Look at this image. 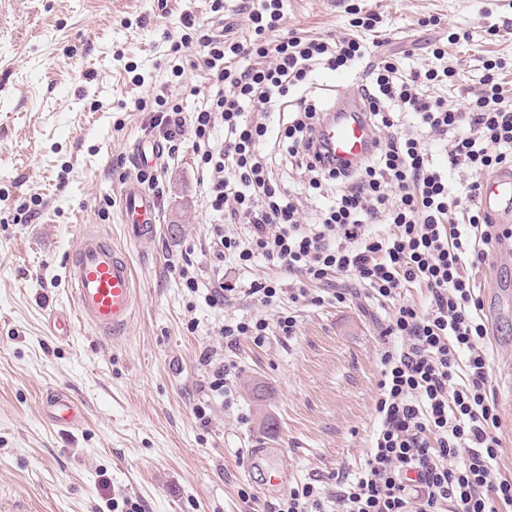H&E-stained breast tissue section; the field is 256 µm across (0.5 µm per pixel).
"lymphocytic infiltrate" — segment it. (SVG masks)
I'll list each match as a JSON object with an SVG mask.
<instances>
[{
  "label": "lymphocytic infiltrate",
  "instance_id": "lymphocytic-infiltrate-1",
  "mask_svg": "<svg viewBox=\"0 0 512 512\" xmlns=\"http://www.w3.org/2000/svg\"><path fill=\"white\" fill-rule=\"evenodd\" d=\"M283 20L282 0H253L247 41L191 28L172 50L206 69L207 96L191 112L164 86L134 102L149 114L168 158L191 145L216 219L209 233L216 270L203 288L193 262H185L178 275L186 288L216 309L244 294L277 310L272 321L222 319L225 348L243 339L261 346L275 333L295 336L297 316L282 303L343 301L327 289L340 277L392 306L385 333L401 345L381 354L378 427L358 476L331 494L298 485L273 512H497L512 504V481L495 475L500 416L487 397V326L472 271L485 264L489 245L512 236L477 202L481 177L512 167V99L497 81L507 61H487L481 89L460 105L423 93L457 82V65L406 73L398 59L377 55L361 86L375 149L352 170L325 168L309 148L329 104L310 78L362 61L368 49L357 32L373 30L378 18H352L353 34L339 40L284 31ZM186 67L174 65L173 77ZM272 112L286 117L274 136L266 123ZM431 136L442 143V163L430 157ZM286 163L328 195L312 223H303L298 197L279 178ZM461 171L467 180L452 184ZM380 220L392 232L373 231ZM259 258L277 277L244 284L220 272L228 263L250 268ZM415 286L427 288V307L405 299L404 290Z\"/></svg>",
  "mask_w": 512,
  "mask_h": 512
}]
</instances>
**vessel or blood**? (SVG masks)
Here are the masks:
<instances>
[{"label":"vessel or blood","mask_w":512,"mask_h":512,"mask_svg":"<svg viewBox=\"0 0 512 512\" xmlns=\"http://www.w3.org/2000/svg\"><path fill=\"white\" fill-rule=\"evenodd\" d=\"M374 131L359 95L337 97L336 108L313 135V145L326 149L328 161L355 166L371 153ZM121 220L138 236L148 235L159 221L153 196L136 180L122 190ZM479 202L496 223L512 222V169H500L481 179ZM70 312L50 319L53 335L71 336L74 321H81L102 337L119 338L133 321L138 305L130 260L113 245L97 225H83L77 238L74 259L66 272ZM46 417L61 425L81 421V404L65 391L46 397Z\"/></svg>","instance_id":"1"}]
</instances>
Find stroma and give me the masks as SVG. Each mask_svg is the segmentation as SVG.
I'll use <instances>...</instances> for the list:
<instances>
[{
	"instance_id": "stroma-1",
	"label": "stroma",
	"mask_w": 512,
	"mask_h": 512,
	"mask_svg": "<svg viewBox=\"0 0 512 512\" xmlns=\"http://www.w3.org/2000/svg\"><path fill=\"white\" fill-rule=\"evenodd\" d=\"M376 13L368 44H382L408 69L437 61L449 30V62L465 77L443 93L460 103L479 90L484 61L512 57V0H283L285 31L339 39L349 4ZM0 0V512H110L129 498L142 512H272L289 488L335 489L354 479L376 427L380 357L397 339L384 330L388 305L346 278L344 302L301 305L295 336L244 339L225 349L222 316L265 314L248 296L224 309L195 300L176 268L192 259L211 275L203 188L192 151L165 163L155 235L133 239L119 221L120 190L146 138L135 98L169 83L171 46L185 15L247 39L240 0ZM437 27L422 26L425 17ZM39 217L17 221L31 198ZM108 218H100V207ZM107 231L134 268L138 313L107 340L83 323L61 340L51 311L69 306L65 266L78 227ZM493 356L488 396L498 403V477L512 480V249L492 248L475 274ZM233 367L229 398H212L209 421L195 409L206 389L207 351ZM63 389L84 420L63 430L40 404ZM269 467L286 484L263 489Z\"/></svg>"
}]
</instances>
